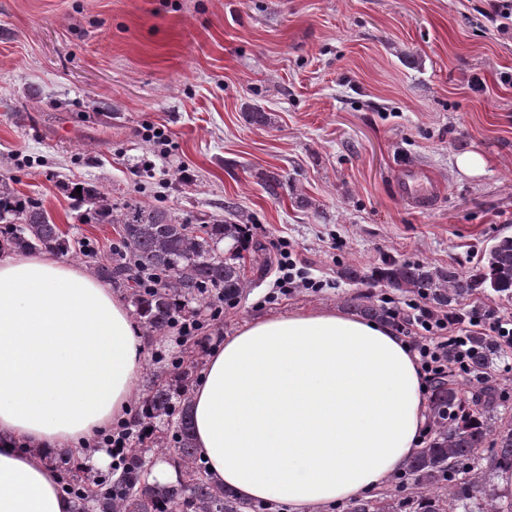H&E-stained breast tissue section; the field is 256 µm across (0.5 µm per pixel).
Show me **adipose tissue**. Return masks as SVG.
<instances>
[{
  "label": "adipose tissue",
  "instance_id": "1",
  "mask_svg": "<svg viewBox=\"0 0 512 512\" xmlns=\"http://www.w3.org/2000/svg\"><path fill=\"white\" fill-rule=\"evenodd\" d=\"M145 339L112 286L53 253L0 254V512H75L51 457L89 451L141 394ZM417 355L387 324L333 309L243 323L191 391L212 480L318 512L402 470L428 422Z\"/></svg>",
  "mask_w": 512,
  "mask_h": 512
}]
</instances>
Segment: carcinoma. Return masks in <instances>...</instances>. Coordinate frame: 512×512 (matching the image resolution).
Wrapping results in <instances>:
<instances>
[{
    "mask_svg": "<svg viewBox=\"0 0 512 512\" xmlns=\"http://www.w3.org/2000/svg\"><path fill=\"white\" fill-rule=\"evenodd\" d=\"M265 192L279 196L280 176L274 172L257 174ZM75 200L87 205L85 221L121 226L120 248L109 263H100L96 254L83 256L95 273L117 288L130 290L134 313L148 332L163 338L181 313L200 320L202 310H228L239 302L245 282L241 274L242 252L250 245L248 225L230 214L194 227L163 207H145L130 199L117 205L90 183L81 193L71 189ZM226 242L230 248L219 251ZM10 243L28 250H49L66 255L71 245L66 234L50 219L42 206L12 192L0 181V247ZM159 273L163 281L144 289L140 280ZM377 281L398 292H412L437 309H461L481 292L512 301V237L504 236L486 251L483 265L472 274L453 268H439L421 262L389 259L375 271ZM197 307H191V304ZM344 304L362 317L391 322L386 306L366 294L344 298ZM497 348L493 341L477 336L470 365L481 374L490 367ZM163 370L170 381L151 388L139 401L137 419L154 429L151 443H135L126 465L116 477L91 475L70 458L59 459L65 491L78 503V512H244L246 504L212 483L205 461L196 447L189 399L190 371L183 354L173 356ZM498 389L485 382L466 395L453 378L438 382L431 394V409L439 421L434 437L417 449L401 473L394 497L374 499L357 496L346 512H504L495 504L492 479L500 472L512 473V423L498 421ZM456 409L452 423L444 413ZM163 457L180 468L175 485L151 483L148 463ZM251 512H268L256 504Z\"/></svg>",
    "mask_w": 512,
    "mask_h": 512,
    "instance_id": "obj_1",
    "label": "carcinoma"
}]
</instances>
